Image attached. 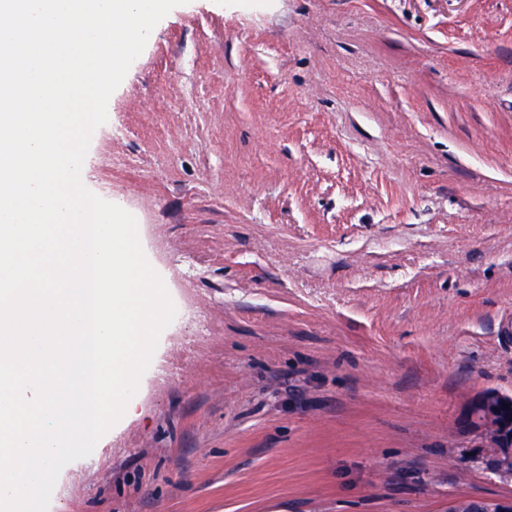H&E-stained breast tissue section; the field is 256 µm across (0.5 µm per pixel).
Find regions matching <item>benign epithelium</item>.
Instances as JSON below:
<instances>
[{
    "label": "benign epithelium",
    "instance_id": "7a95c632",
    "mask_svg": "<svg viewBox=\"0 0 512 512\" xmlns=\"http://www.w3.org/2000/svg\"><path fill=\"white\" fill-rule=\"evenodd\" d=\"M512 415V394L488 388L475 396L469 405L465 431L478 440L477 447L487 449L480 462L491 473L512 477V437L501 433L502 418ZM445 512H512V498L453 499Z\"/></svg>",
    "mask_w": 512,
    "mask_h": 512
}]
</instances>
